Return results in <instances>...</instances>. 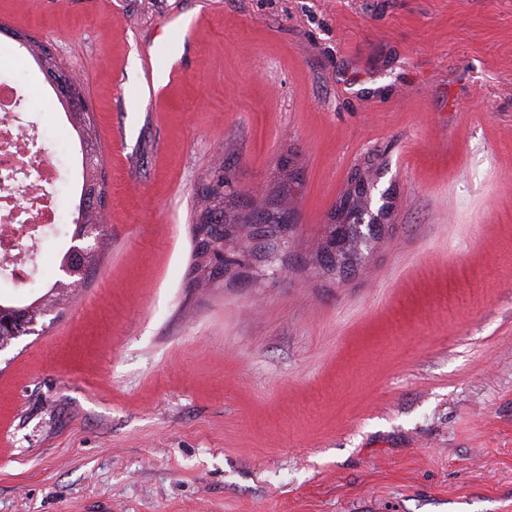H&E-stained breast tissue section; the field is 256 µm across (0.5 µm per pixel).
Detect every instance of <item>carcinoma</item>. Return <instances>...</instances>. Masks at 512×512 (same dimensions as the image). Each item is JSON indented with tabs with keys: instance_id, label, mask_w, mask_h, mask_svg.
Segmentation results:
<instances>
[{
	"instance_id": "obj_1",
	"label": "carcinoma",
	"mask_w": 512,
	"mask_h": 512,
	"mask_svg": "<svg viewBox=\"0 0 512 512\" xmlns=\"http://www.w3.org/2000/svg\"><path fill=\"white\" fill-rule=\"evenodd\" d=\"M71 116L78 126L81 153L100 154V144L91 116L87 112H73ZM297 177L290 174L288 181L279 186L275 197L268 199L265 206L253 209L248 216L240 218L236 215H227L224 208H217L212 201L219 200L224 203V176H217L215 184L208 187L201 199V213L209 215L210 223L193 225V240L195 243V257L197 263L192 267L193 280L196 283L210 282L222 275L224 270L211 265L210 251L212 244L225 237H236L241 231V225L254 223L257 220L267 225V233L272 238L271 247L278 246L284 234L291 231L292 221L290 211L286 209L296 190ZM107 197V183L103 178L90 173H83L78 213L83 223L75 224L74 234L87 235L90 230L101 224V208ZM369 199L367 190L348 188L344 191L341 205L335 210L345 222L355 225L359 223L364 214ZM101 254L94 248L75 251L68 249L63 262L70 265L76 272L75 281L85 284L97 267ZM73 281V282H75ZM73 282L56 281L54 285L33 302L14 306L0 302V350L8 346V342L29 334L33 330L32 323L44 318L53 308L65 303L73 294Z\"/></svg>"
}]
</instances>
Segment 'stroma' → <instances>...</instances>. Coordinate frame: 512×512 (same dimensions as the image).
I'll return each mask as SVG.
<instances>
[{
    "label": "stroma",
    "instance_id": "stroma-1",
    "mask_svg": "<svg viewBox=\"0 0 512 512\" xmlns=\"http://www.w3.org/2000/svg\"><path fill=\"white\" fill-rule=\"evenodd\" d=\"M85 89L100 263L0 351V512H512V0H0ZM60 178L51 85L0 34ZM392 213L341 276L350 177ZM295 173L277 276L191 285L196 204Z\"/></svg>",
    "mask_w": 512,
    "mask_h": 512
}]
</instances>
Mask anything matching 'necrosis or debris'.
Instances as JSON below:
<instances>
[{
  "label": "necrosis or debris",
  "mask_w": 512,
  "mask_h": 512,
  "mask_svg": "<svg viewBox=\"0 0 512 512\" xmlns=\"http://www.w3.org/2000/svg\"><path fill=\"white\" fill-rule=\"evenodd\" d=\"M16 90L0 83V273L31 276L39 264L41 239L36 231L52 227L56 211L50 189L58 169L49 157L37 162L39 176L30 179L20 161L40 137L36 125L17 130Z\"/></svg>",
  "instance_id": "obj_1"
}]
</instances>
